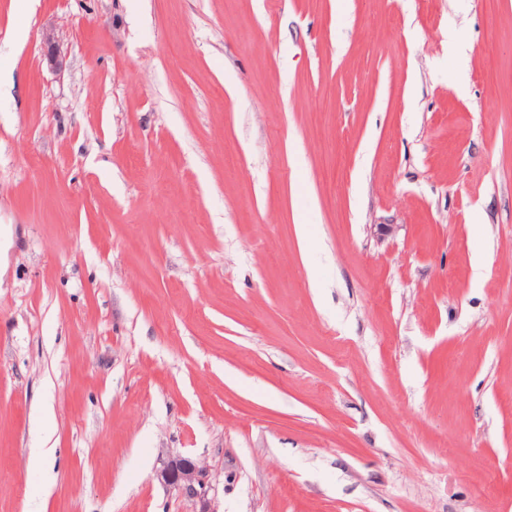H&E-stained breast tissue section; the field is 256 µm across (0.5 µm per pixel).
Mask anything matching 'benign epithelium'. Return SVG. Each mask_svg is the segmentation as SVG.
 Wrapping results in <instances>:
<instances>
[{"mask_svg": "<svg viewBox=\"0 0 512 512\" xmlns=\"http://www.w3.org/2000/svg\"><path fill=\"white\" fill-rule=\"evenodd\" d=\"M44 58L53 69L63 66L54 32L43 33ZM158 481L193 505V512H217L211 497L212 480L207 466L180 454L169 455L156 474Z\"/></svg>", "mask_w": 512, "mask_h": 512, "instance_id": "1", "label": "benign epithelium"}]
</instances>
